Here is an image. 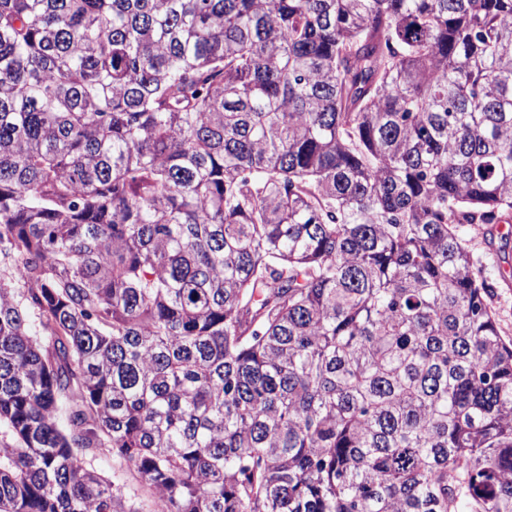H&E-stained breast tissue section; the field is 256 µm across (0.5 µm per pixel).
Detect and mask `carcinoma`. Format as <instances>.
<instances>
[{
  "label": "carcinoma",
  "mask_w": 512,
  "mask_h": 512,
  "mask_svg": "<svg viewBox=\"0 0 512 512\" xmlns=\"http://www.w3.org/2000/svg\"><path fill=\"white\" fill-rule=\"evenodd\" d=\"M512 0H0V512H512ZM479 226L465 224L458 229V235L468 246L474 272L498 282L491 306L503 337L512 340V237L506 245L497 237L489 243ZM91 464L101 475L121 488L138 512H153L152 491L140 481L135 471L126 462L105 453L95 457Z\"/></svg>",
  "instance_id": "obj_1"
}]
</instances>
